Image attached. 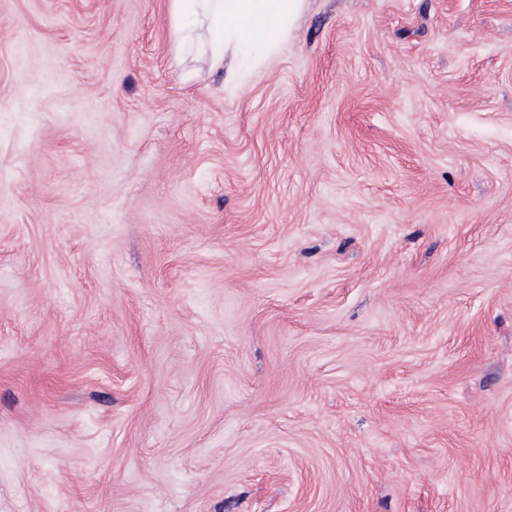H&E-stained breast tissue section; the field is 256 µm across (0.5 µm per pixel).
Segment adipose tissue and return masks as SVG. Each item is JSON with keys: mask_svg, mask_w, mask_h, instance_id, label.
<instances>
[{"mask_svg": "<svg viewBox=\"0 0 512 512\" xmlns=\"http://www.w3.org/2000/svg\"><path fill=\"white\" fill-rule=\"evenodd\" d=\"M302 6L303 0H170V38L182 48L206 30L212 68L238 79L275 54Z\"/></svg>", "mask_w": 512, "mask_h": 512, "instance_id": "ef3b65f1", "label": "adipose tissue"}]
</instances>
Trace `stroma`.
<instances>
[{
    "label": "stroma",
    "instance_id": "obj_1",
    "mask_svg": "<svg viewBox=\"0 0 512 512\" xmlns=\"http://www.w3.org/2000/svg\"><path fill=\"white\" fill-rule=\"evenodd\" d=\"M169 28L0 0V512H512V0ZM304 0H170V38L183 48L197 31L209 34L211 67L224 69L230 52L229 79L275 54L288 38Z\"/></svg>",
    "mask_w": 512,
    "mask_h": 512
}]
</instances>
